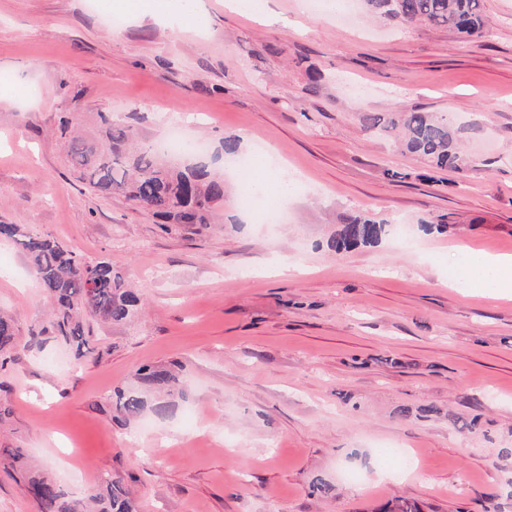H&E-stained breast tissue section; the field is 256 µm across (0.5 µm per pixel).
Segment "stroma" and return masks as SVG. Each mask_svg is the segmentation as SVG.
I'll use <instances>...</instances> for the list:
<instances>
[{
  "label": "stroma",
  "mask_w": 512,
  "mask_h": 512,
  "mask_svg": "<svg viewBox=\"0 0 512 512\" xmlns=\"http://www.w3.org/2000/svg\"><path fill=\"white\" fill-rule=\"evenodd\" d=\"M170 2L189 33L123 0H0V221L111 259L143 300L134 322L91 323L76 358L0 238V311L17 328L0 448L74 493L119 475L138 512H375L399 496L512 512V298L459 277L512 254V0H482L488 33L471 38L361 2L355 26L301 0ZM103 112L149 144L173 123L204 142L226 183L220 224H165L78 179L59 122L92 131ZM388 112L447 120L469 170L432 172L367 128ZM269 208L281 223L258 221ZM355 216L407 234L332 250ZM285 262L296 276L278 275ZM143 365L186 384L167 417L115 408L116 390L157 396ZM388 444L414 459L381 457Z\"/></svg>",
  "instance_id": "obj_1"
}]
</instances>
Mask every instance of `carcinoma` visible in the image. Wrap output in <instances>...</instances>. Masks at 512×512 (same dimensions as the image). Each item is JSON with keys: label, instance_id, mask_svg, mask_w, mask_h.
Returning <instances> with one entry per match:
<instances>
[{"label": "carcinoma", "instance_id": "cac0c4a2", "mask_svg": "<svg viewBox=\"0 0 512 512\" xmlns=\"http://www.w3.org/2000/svg\"><path fill=\"white\" fill-rule=\"evenodd\" d=\"M372 15L401 24L444 26L469 36L486 32L480 0H365ZM372 127L400 131L406 148L440 169L464 172L470 158L460 152L448 124L427 112H391L368 117ZM72 167L91 187L101 193L122 192L126 197L175 224H191L206 230L214 223L213 211L224 201V179L199 163H168L151 147L138 143L136 130L102 116L100 139L89 140L78 133L65 141ZM386 225L361 217L347 219L332 247L350 250L378 243ZM0 236L13 240L29 259L44 291L51 298L52 327L81 358L89 353L90 328L85 317L101 322L128 323L140 312V298L108 259L89 262L54 239L25 231L18 224L0 223ZM13 320L0 313V351L15 342ZM139 379L164 389L169 400L147 406L137 391H118L116 409L126 418L140 416L151 408L163 416L172 399L185 394L183 383L170 371L142 366ZM10 464L34 492L38 512H137L122 479L112 474L99 477L96 485L73 495L47 473L33 469L22 448H6Z\"/></svg>", "mask_w": 512, "mask_h": 512}]
</instances>
